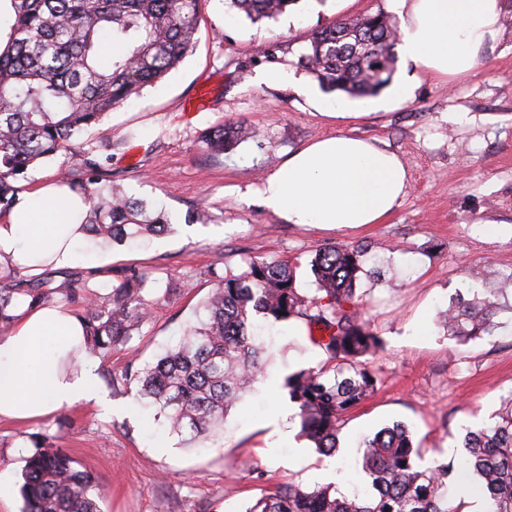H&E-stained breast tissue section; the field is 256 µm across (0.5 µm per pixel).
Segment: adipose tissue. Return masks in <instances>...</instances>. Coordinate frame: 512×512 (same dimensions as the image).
<instances>
[{
	"label": "adipose tissue",
	"mask_w": 512,
	"mask_h": 512,
	"mask_svg": "<svg viewBox=\"0 0 512 512\" xmlns=\"http://www.w3.org/2000/svg\"><path fill=\"white\" fill-rule=\"evenodd\" d=\"M404 21L399 49L426 74L457 75L472 69L485 43L498 34L500 0H394ZM408 188L407 167L400 156L375 142L329 136L292 153L264 180L258 196L287 224L336 227L378 224L399 205ZM38 202L17 203L0 224V252L22 255L34 266L46 255L66 264L70 248L64 239L80 240L76 223L63 215L83 211L67 188L53 184L38 191ZM27 243H20L18 230ZM57 337L44 376L22 375L25 364L38 360L42 337ZM83 336L68 308L21 307L7 336L0 338V419L32 421L81 402L104 404L96 384V367L86 363L77 373H62L58 360Z\"/></svg>",
	"instance_id": "obj_1"
}]
</instances>
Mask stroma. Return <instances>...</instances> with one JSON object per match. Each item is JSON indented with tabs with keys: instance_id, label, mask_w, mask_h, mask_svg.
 <instances>
[{
	"instance_id": "35a3bbf8",
	"label": "stroma",
	"mask_w": 512,
	"mask_h": 512,
	"mask_svg": "<svg viewBox=\"0 0 512 512\" xmlns=\"http://www.w3.org/2000/svg\"><path fill=\"white\" fill-rule=\"evenodd\" d=\"M503 8L506 21L472 70L435 78L398 59L395 76L413 83V95L376 106L325 92L298 57L312 30L390 11V0H300L257 23L228 0H204L193 53L80 142L103 160L114 186L154 202L174 224L133 248L73 246L68 265L98 296L110 293L122 270L157 280L144 292L151 309L139 334L97 362L112 412L75 405L37 423L0 421V512H19L30 438L45 429L105 487L104 512H245L282 482L332 483L349 496L363 485L355 468L361 439L395 422L409 426L424 463L459 453L466 430L489 422L512 394V310L500 311L492 335L467 343L439 325L467 295L469 268H481L490 286L512 270V0ZM266 74L281 80L263 82ZM226 123L251 128L253 137L211 153L201 135ZM337 133L401 156L406 196L379 224L283 223L257 199L263 175ZM199 208L207 223L186 224ZM329 241L367 246L368 265L384 272L380 281L362 278L358 290L365 319L384 340L369 363L377 390L343 423L335 457L319 456L299 436L297 407L282 384L325 355L305 328L288 323H266V373L230 412L223 437L198 449L165 433L137 401L136 384L123 381L126 367H144L174 346L202 317L215 274H239L251 258L297 264L301 287L314 291L308 263ZM186 281L190 289L180 291Z\"/></svg>"
}]
</instances>
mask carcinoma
Listing matches in <instances>:
<instances>
[{"label":"carcinoma","mask_w":512,"mask_h":512,"mask_svg":"<svg viewBox=\"0 0 512 512\" xmlns=\"http://www.w3.org/2000/svg\"><path fill=\"white\" fill-rule=\"evenodd\" d=\"M253 22L273 20L299 0H229ZM14 21L0 48V214L15 202L14 182L28 169L67 152L89 127L148 86L162 81L194 48L201 0H11ZM399 30L378 11L340 18L313 31L298 64L327 92L354 98L387 88L396 70ZM248 135L242 126L203 133L204 145L222 152ZM85 178L61 179L83 198L84 234L119 245L172 231L168 213L145 199L102 185L103 164L83 153ZM366 247L331 243L315 249L309 262L316 284L310 296L296 286L288 260L252 259L239 275L213 273L204 306L206 320L190 328L179 346L140 370L135 381L142 403L166 419L170 433L199 444L224 433V419L265 372V348L254 334L258 317L302 325L326 359L285 381L297 404L301 434L325 457L336 453L344 418L372 397L378 379L367 358L383 348L364 318L357 295ZM40 272L0 258V336L15 320V299L28 307L63 301L83 306L81 350L97 356L123 345L149 314L143 296L150 273H126L106 298H95L83 272L55 268L49 258ZM512 288V272L483 298L460 297L443 317L451 335L475 339L494 328L497 298ZM58 437L42 433L24 458L21 512H103L101 485L59 448ZM465 453L447 463L422 466L412 432L403 423L385 425L363 441V495L346 496L332 484L308 488L275 485L247 512H462L448 495L447 479L476 491L487 512H512V394L494 420L466 431Z\"/></svg>","instance_id":"cac0c4a2"}]
</instances>
